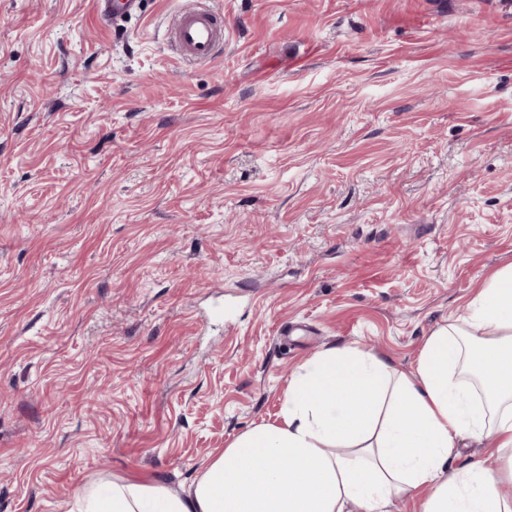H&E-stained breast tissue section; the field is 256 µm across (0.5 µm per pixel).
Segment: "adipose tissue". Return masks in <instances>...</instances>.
<instances>
[{"mask_svg": "<svg viewBox=\"0 0 512 512\" xmlns=\"http://www.w3.org/2000/svg\"><path fill=\"white\" fill-rule=\"evenodd\" d=\"M464 435L512 449V264L425 338L410 370L327 348L295 370L279 420L239 435L184 493L116 480L77 491L68 512H387L414 490L420 512H512V463L453 465Z\"/></svg>", "mask_w": 512, "mask_h": 512, "instance_id": "obj_1", "label": "adipose tissue"}]
</instances>
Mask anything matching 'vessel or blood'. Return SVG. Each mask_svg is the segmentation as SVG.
<instances>
[{"label":"vessel or blood","mask_w":512,"mask_h":512,"mask_svg":"<svg viewBox=\"0 0 512 512\" xmlns=\"http://www.w3.org/2000/svg\"><path fill=\"white\" fill-rule=\"evenodd\" d=\"M138 6V0H96L97 15L107 22L130 15ZM171 35L182 59L209 64L224 47V18L210 9L187 5L179 10Z\"/></svg>","instance_id":"vessel-or-blood-1"}]
</instances>
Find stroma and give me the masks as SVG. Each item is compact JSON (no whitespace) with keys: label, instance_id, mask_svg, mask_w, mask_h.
Returning <instances> with one entry per match:
<instances>
[{"label":"stroma","instance_id":"35a3bbf8","mask_svg":"<svg viewBox=\"0 0 512 512\" xmlns=\"http://www.w3.org/2000/svg\"><path fill=\"white\" fill-rule=\"evenodd\" d=\"M183 2L0 0V512L183 492L305 360L409 369L512 263V0H210L193 67ZM95 4L98 18L113 23L130 15L139 6L138 0H96ZM171 35L182 59L210 64L224 47V16L200 6H184L178 11Z\"/></svg>","mask_w":512,"mask_h":512}]
</instances>
